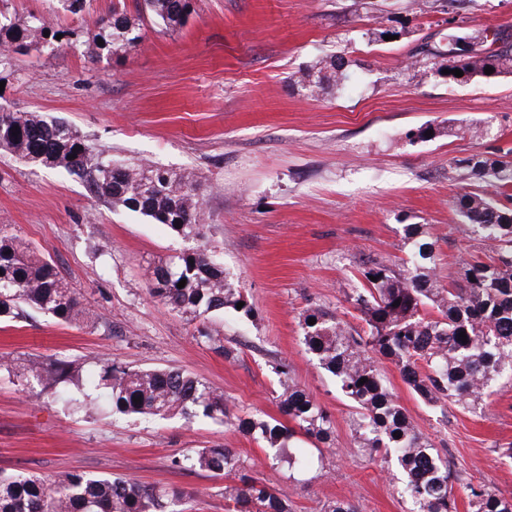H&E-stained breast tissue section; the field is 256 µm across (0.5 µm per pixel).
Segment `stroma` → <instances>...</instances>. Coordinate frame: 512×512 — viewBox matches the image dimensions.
<instances>
[{
    "mask_svg": "<svg viewBox=\"0 0 512 512\" xmlns=\"http://www.w3.org/2000/svg\"><path fill=\"white\" fill-rule=\"evenodd\" d=\"M112 2L85 0L73 14L59 0H0L7 20L42 13L64 32L53 49L13 55L0 68V109L63 120L119 163L194 172L202 236H177L112 208L73 173L0 151V224L51 260L99 316L87 327L25 310L0 323V358L181 368L239 409L275 418L271 366L282 359L332 415L335 450L318 453L297 436L310 463L295 481L260 445L220 423L115 416L95 390L67 409L0 375V471L131 477L190 492L186 512H226L224 479L171 465L187 450L223 445L286 494L293 512H320L343 498L359 512H414L395 465L377 466L357 448L352 409L309 359L299 316L319 304L358 326L346 301L361 282L357 263L404 258L403 225H427L443 282L460 256L484 250L451 204L469 182L449 180L448 169L472 154L512 155V77L452 84L442 65L418 72L416 50L443 45L452 25H512V0H468L450 15L432 0L419 14L407 12L411 0H376L386 28L399 33L378 42L366 37L371 12L353 0H195L176 31L160 29L140 0H123L143 39L110 58L87 31L111 16ZM336 52L350 62L336 91L318 95L296 84L301 70ZM483 119L488 135L471 139L465 125ZM428 127L432 137L406 136ZM200 245L240 279L252 306L251 315L228 309L208 321L236 348L230 361L146 292L155 266ZM378 369L460 484L512 496V459L502 454L512 443V377L496 382L484 413L471 414L422 403L391 362Z\"/></svg>",
    "mask_w": 512,
    "mask_h": 512,
    "instance_id": "35a3bbf8",
    "label": "stroma"
}]
</instances>
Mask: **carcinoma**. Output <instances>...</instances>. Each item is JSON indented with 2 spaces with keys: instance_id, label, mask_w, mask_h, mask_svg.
<instances>
[{
  "instance_id": "carcinoma-1",
  "label": "carcinoma",
  "mask_w": 512,
  "mask_h": 512,
  "mask_svg": "<svg viewBox=\"0 0 512 512\" xmlns=\"http://www.w3.org/2000/svg\"><path fill=\"white\" fill-rule=\"evenodd\" d=\"M145 11L167 30L181 27L192 0H143ZM49 36H44V32ZM58 31L43 15L21 23L0 22V45H20L41 53ZM97 48L120 56L134 50L141 35L124 8L89 30ZM464 39L485 40L472 54L461 53ZM423 58L442 54L452 59L448 74L456 82L489 81L512 76V29L482 26L448 28V49L425 45ZM349 61L328 54L299 72L297 82L313 93L341 85ZM493 73L485 74V68ZM0 151L45 168H61L83 177L114 208L138 212L167 225L184 238L200 236L201 202L196 176L161 167L121 164L96 150L66 123L38 112L0 111ZM478 185L457 195L452 206L466 229L489 243L483 253L458 263L456 276L442 285L436 277V240L423 224L402 225L408 259H365L358 265L361 287L346 301L363 326H349L320 305L299 318L302 340L312 360L336 379L355 410L358 447L372 460L395 462L404 476V491L417 512H456L453 473L431 440L419 433L396 395L384 384L376 362L383 359L400 371L409 389L425 404L448 402L475 412L492 383L512 371V162L475 154L455 160ZM186 280L184 287L177 284ZM244 288L205 248H196L156 267L149 295L192 323L244 301ZM399 306H393L395 301ZM65 324H92L96 316L65 282L57 267L0 225V320L19 317L24 308ZM316 323L308 324L309 319ZM199 338L226 359L234 349L219 330L197 329ZM467 339H462L460 333ZM278 376L276 399L283 423L274 417L237 412L224 393L177 368H134L118 362L99 364L95 387L105 395L112 414L134 417L203 416L231 426L267 452L274 464L301 466L302 451L292 439L302 434L315 447L332 448L334 422L319 403L290 377V367L272 366ZM83 365L62 359H30L17 369L0 358V373L35 383L65 408L76 404L72 391L85 385ZM366 379L359 384L360 379ZM141 402H136V399ZM180 470L206 472L232 480L224 486L230 512H292L288 496L253 478L241 456L222 446L195 448L172 460ZM471 512H512V498L488 488L465 486ZM186 494L176 488L145 485L132 478L70 472L51 481L34 474L0 472V512H179Z\"/></svg>"
}]
</instances>
